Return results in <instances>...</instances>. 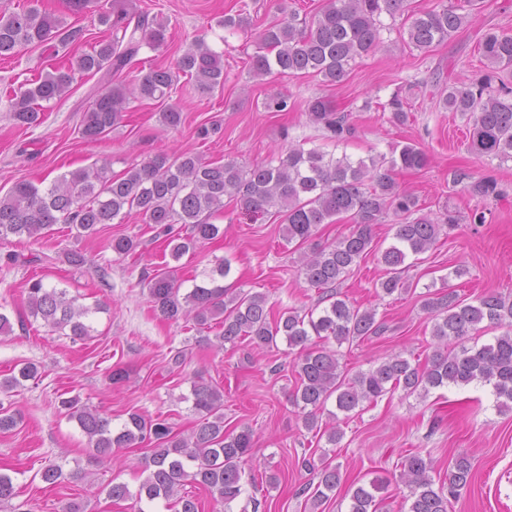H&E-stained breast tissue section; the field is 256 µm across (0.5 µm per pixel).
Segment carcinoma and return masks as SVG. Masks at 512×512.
<instances>
[{"instance_id": "carcinoma-1", "label": "carcinoma", "mask_w": 512, "mask_h": 512, "mask_svg": "<svg viewBox=\"0 0 512 512\" xmlns=\"http://www.w3.org/2000/svg\"><path fill=\"white\" fill-rule=\"evenodd\" d=\"M481 4L482 0H440L431 9L411 11L408 0H326L311 20L297 23L293 3L280 0L279 10L288 19L260 34L250 73L258 80L312 74L336 84L344 80L356 60L383 43L382 14L392 18L406 15L407 44L426 52L472 24ZM99 9V21L108 26L109 38L73 57L69 66L47 72L34 82L20 83L8 98L17 125L30 128L37 124L43 103L67 92L76 71L100 73L107 83L92 94L78 128L81 137L90 142L107 137L132 102L170 98L182 74L201 94L224 89L222 58L201 39L184 50L173 66L151 68L127 86L112 84L113 77L138 64L142 48L158 50L165 45L168 23L130 8L125 0H112L109 7L101 5ZM85 38L86 30L61 28V20L37 4L18 12L0 6V59L15 57L25 47L52 39L65 48ZM479 50L485 60L483 68L459 85H448L438 104L472 120L468 149L475 158L512 161V33L486 34ZM382 111L390 113L391 123L405 124L409 118L407 98L399 90L394 92ZM306 114L337 138L352 131L349 114L322 97L307 101ZM159 121L165 128L179 127L182 107L167 105L159 112ZM429 163L428 154L414 144L403 145L389 157L357 160L291 146L248 168L234 161H207L192 151L176 156L160 152L118 175L112 174L104 161L64 173L44 190L24 180L16 182L0 196V239L24 236L37 240L56 224L69 225L78 237L89 236L98 232L100 225L135 214L142 223L154 226L156 237L164 239L171 257L178 261L219 236L220 227L211 219L224 211L227 198L252 217L272 214L280 219L283 239L300 249L298 273L310 287H335L354 273L362 259L376 253L383 266L376 294L381 298L400 295L413 286L405 276L412 267L408 259L433 248L443 226L458 223L450 210L440 220L432 218L419 198L396 179L400 172L420 171ZM467 190L479 197L498 195L497 182L491 177L470 182ZM389 211L396 218L394 242L380 249L375 243V225ZM345 219L352 224L347 234L332 242L315 240L319 225ZM110 247L125 259L140 251L141 242L119 235L112 238ZM230 273V261L222 258L201 282L185 289L174 271L144 267L139 284L148 288L154 309L165 319L190 323L199 332L218 327L219 350L227 343L234 346L244 340L264 350L276 346L277 338H284L288 349L296 351L291 404L302 414L309 431L318 428L319 415L327 413L330 427L325 433L334 448L344 436L339 414L348 418L397 389L408 396L426 395L435 388L479 382L491 386L498 407L512 404L511 295L487 291L467 301L451 289L429 290L422 295L421 308L432 321L436 345L426 364H413L395 353L368 371L349 376L332 345L340 347L382 335L386 326L377 320L376 310L363 309L330 293L331 302L318 313L290 308L273 318L265 293L224 285ZM27 308L29 315L41 319L51 332H68L75 340L90 336L84 319L91 310L66 288L30 279ZM485 322L504 332L488 344L463 345ZM37 377V366L26 364L18 374L0 380V392L7 394ZM190 395L200 424L187 436L174 432L168 419L160 415L153 418L132 412L114 429L109 417L79 399L60 401L65 416L77 422L93 449L89 463L102 462L114 448L149 446L147 476L138 490L133 492L127 484L113 481L108 484V498L132 501L135 512H152L161 499L175 500L179 512H199L197 499L179 495L189 482L201 486L224 512H231V504L243 493L242 464L252 456L253 433L248 428L236 434L224 432L223 391L203 377L192 382ZM331 399L335 410L328 411ZM21 423L19 410L0 402V433L12 432ZM303 464L318 478L311 495L316 509L340 487L341 465L325 457L318 464L311 459ZM433 471L430 455L419 450L403 458L399 478L407 492L402 494L401 509L448 512V504L473 477L466 456L456 457L442 480H434ZM41 479L56 486L65 475L61 466L49 464ZM386 486L388 480L378 476L366 484H351L348 512H382L377 493Z\"/></svg>"}]
</instances>
